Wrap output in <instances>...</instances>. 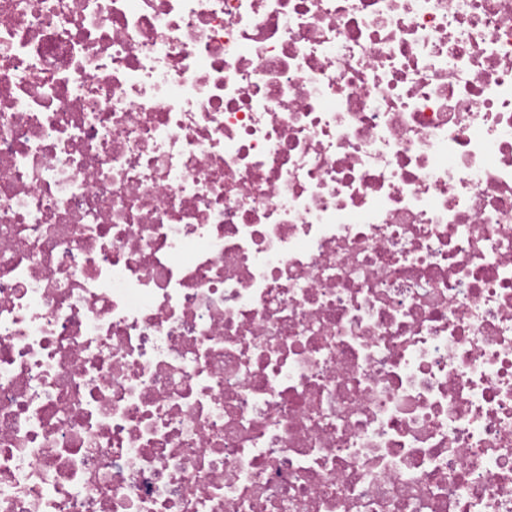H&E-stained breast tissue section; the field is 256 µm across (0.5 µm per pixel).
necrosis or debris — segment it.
<instances>
[{"mask_svg":"<svg viewBox=\"0 0 512 512\" xmlns=\"http://www.w3.org/2000/svg\"><path fill=\"white\" fill-rule=\"evenodd\" d=\"M0 512H512V0H0Z\"/></svg>","mask_w":512,"mask_h":512,"instance_id":"obj_1","label":"necrosis or debris"}]
</instances>
